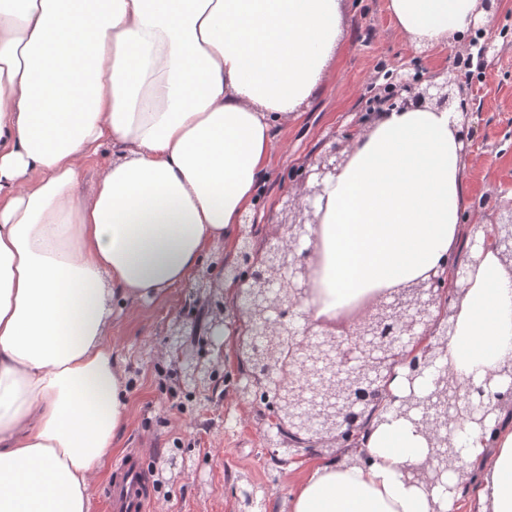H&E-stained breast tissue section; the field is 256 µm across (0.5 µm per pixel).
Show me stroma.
Segmentation results:
<instances>
[{"mask_svg": "<svg viewBox=\"0 0 512 512\" xmlns=\"http://www.w3.org/2000/svg\"><path fill=\"white\" fill-rule=\"evenodd\" d=\"M385 5L386 0H350L337 72L295 119L275 126V151L255 210L258 239L274 229L272 220L292 187L290 171L316 158L331 132L343 131L365 114L371 76L396 65L468 79L465 101L473 137L466 199L488 196L502 205L512 200V0H498L491 10L497 57H475L466 67L457 58L467 54V47L409 44L393 28ZM191 290L186 283L149 304L113 306L109 334L127 379L129 416L114 437L112 456L134 449L144 458L152 485L150 512H241L243 505L231 492L236 484L254 489L260 512H288V498L304 470L272 463L257 410L226 396L223 378L197 392L178 379L163 336ZM174 454L188 461L192 473L159 484L157 470Z\"/></svg>", "mask_w": 512, "mask_h": 512, "instance_id": "stroma-1", "label": "stroma"}]
</instances>
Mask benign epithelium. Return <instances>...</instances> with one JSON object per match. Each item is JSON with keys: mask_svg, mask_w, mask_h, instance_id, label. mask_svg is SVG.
I'll return each mask as SVG.
<instances>
[{"mask_svg": "<svg viewBox=\"0 0 512 512\" xmlns=\"http://www.w3.org/2000/svg\"><path fill=\"white\" fill-rule=\"evenodd\" d=\"M384 79L392 87L389 106L401 109L450 108L448 87L464 90L459 77L446 73L415 76L400 66L374 80ZM345 145L332 143L316 160L302 168L296 191L289 192L276 218L275 230L267 236L259 255L243 243L246 224L237 225V261L222 266L224 279L238 285L240 303L229 310L224 297L210 286L211 269L198 273L193 296L205 299L211 314L209 332L239 327L236 356L247 351L253 367L236 376L224 375L227 391L246 401L266 389L288 388V404L265 407L266 447L272 456L283 453L288 461L297 459L300 449L332 452L338 462L348 448L362 447L367 436L363 425L370 405L391 416L421 417L418 432L430 453L405 470L410 483L435 494L431 512H447V494L472 483L461 460L448 463V449L460 445L458 430L469 424L486 431L498 421L505 401L512 399V361H505L485 373L480 384L463 385L448 373V340L455 336L459 301L473 285L477 268L488 253L512 273V204L497 212L495 223L469 221V259L455 258L442 270H431L404 284L370 295L358 305L327 319L312 321L301 311L303 305H320L314 288L321 253L317 204L325 195L327 181L347 161ZM191 316L180 315L171 325L166 343L180 360L183 384L201 388L215 377V363L182 355L181 337ZM288 337L293 365H311L315 387L295 402L297 377L270 353ZM405 368L406 380L399 394L390 389L396 368ZM288 436H283V432Z\"/></svg>", "mask_w": 512, "mask_h": 512, "instance_id": "benign-epithelium-1", "label": "benign epithelium"}]
</instances>
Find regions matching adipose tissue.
<instances>
[{
    "mask_svg": "<svg viewBox=\"0 0 512 512\" xmlns=\"http://www.w3.org/2000/svg\"><path fill=\"white\" fill-rule=\"evenodd\" d=\"M411 44L450 47L478 0H387ZM345 0H0V512H90L128 418L107 334L112 303L190 279L254 205L275 146L336 71ZM461 115L377 113L317 209L329 315L445 265L462 231ZM112 162L76 192L91 153ZM512 360V273L487 255L459 304L460 382ZM370 464L320 461L288 512H431L403 420L375 429ZM481 512H512V426L470 433Z\"/></svg>",
    "mask_w": 512,
    "mask_h": 512,
    "instance_id": "adipose-tissue-1",
    "label": "adipose tissue"
}]
</instances>
